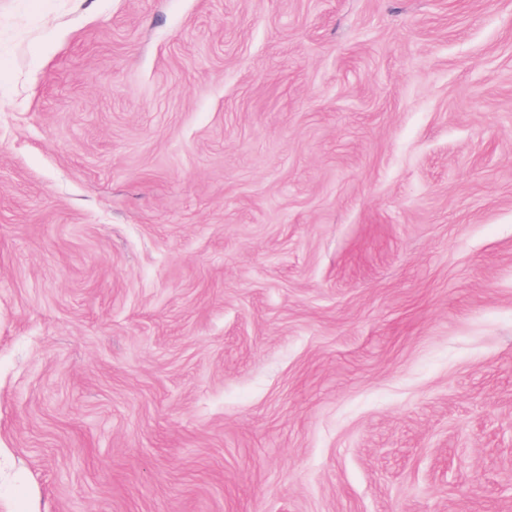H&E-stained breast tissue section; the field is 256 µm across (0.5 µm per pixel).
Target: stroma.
Wrapping results in <instances>:
<instances>
[{
  "label": "stroma",
  "instance_id": "stroma-1",
  "mask_svg": "<svg viewBox=\"0 0 512 512\" xmlns=\"http://www.w3.org/2000/svg\"><path fill=\"white\" fill-rule=\"evenodd\" d=\"M0 512H512V0H0Z\"/></svg>",
  "mask_w": 512,
  "mask_h": 512
}]
</instances>
